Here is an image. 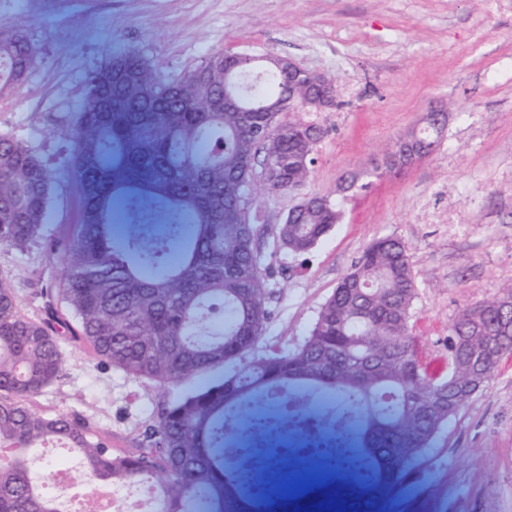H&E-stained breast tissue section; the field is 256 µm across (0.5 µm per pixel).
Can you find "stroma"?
Masks as SVG:
<instances>
[{
  "label": "stroma",
  "mask_w": 512,
  "mask_h": 512,
  "mask_svg": "<svg viewBox=\"0 0 512 512\" xmlns=\"http://www.w3.org/2000/svg\"><path fill=\"white\" fill-rule=\"evenodd\" d=\"M0 21L23 29L39 53L24 83L0 98V133L26 141L58 174L46 237L78 220L69 130L87 76L108 53L137 50L162 82L221 51L282 56L335 83L336 107L302 115L322 131L304 193L333 196L341 219L310 253L289 254L272 231L299 196L254 182L248 212L261 228L271 291L265 344H301L340 279L384 236L401 239L410 255L419 349L430 369L445 365L458 312L512 284V0H0ZM433 112L444 113L445 126L432 154L369 189L337 193ZM57 274L42 245L0 246V276L30 318H45L36 293ZM62 350L65 376L35 407L90 418L113 447H130L159 397L181 392L129 380L76 343L63 341ZM56 456L71 482L49 492L76 512L90 485L75 450L35 449L31 469ZM379 509L512 512V354Z\"/></svg>",
  "instance_id": "obj_1"
}]
</instances>
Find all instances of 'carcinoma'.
Instances as JSON below:
<instances>
[{
    "instance_id": "cac0c4a2",
    "label": "carcinoma",
    "mask_w": 512,
    "mask_h": 512,
    "mask_svg": "<svg viewBox=\"0 0 512 512\" xmlns=\"http://www.w3.org/2000/svg\"><path fill=\"white\" fill-rule=\"evenodd\" d=\"M38 51L0 22V94L25 81ZM217 52L177 81H157L133 49L91 72L69 133L68 172L82 216L47 244L59 267L39 291L74 323L22 315L0 278V512H62L46 488L56 463L38 475L27 454L48 442L76 450L83 471L108 485L143 483L155 512H319L339 503L375 512L404 483L440 429L492 379L512 352V305L463 308L448 328V364L431 372L418 349V288L405 244H369L321 305L309 335L289 350L262 346L270 292L247 203L254 166L272 192L301 193L321 130L279 113L301 110L310 80ZM231 98L234 106L224 105ZM55 173L40 152L0 133V245L23 251L43 240ZM328 196L288 212L274 235L304 255L338 223ZM69 339L135 381L158 388L215 370L210 384L159 400L128 448L112 447L89 419L50 415L32 401L63 376L58 326ZM338 397L337 421L311 400ZM304 430L340 439L319 457L254 448L246 439ZM251 469L266 472L256 491ZM325 490L315 503L302 492Z\"/></svg>"
}]
</instances>
